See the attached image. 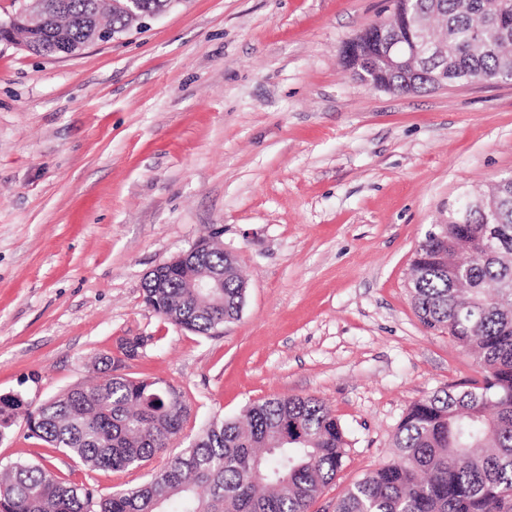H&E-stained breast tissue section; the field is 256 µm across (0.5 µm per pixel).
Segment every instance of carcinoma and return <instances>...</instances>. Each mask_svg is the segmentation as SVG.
Returning <instances> with one entry per match:
<instances>
[{
  "label": "carcinoma",
  "instance_id": "1",
  "mask_svg": "<svg viewBox=\"0 0 512 512\" xmlns=\"http://www.w3.org/2000/svg\"><path fill=\"white\" fill-rule=\"evenodd\" d=\"M45 25L16 12L14 36L52 57L54 37L73 45L101 24L126 25L110 0H50ZM398 11L436 10L448 40V71L457 83L512 73V0H393ZM485 42L472 46L474 33ZM376 79L396 93L435 89L428 74L408 86L377 62ZM432 224L412 263L414 308L424 326L443 328L474 357L483 379L446 387L410 405L395 438V458L336 501L335 512H512V201L499 224L469 214ZM205 272L224 274L215 291L192 287ZM145 302L168 322L210 334L238 319L244 281L216 248L146 276ZM149 341L122 340L120 356L103 355L100 376L33 404L22 392L0 396V439L18 418L27 437L76 458L91 470L138 469L164 458L140 486L98 494L55 468L17 459L0 465V512H309L342 466L344 430L313 397H273L232 419L213 418L181 453L165 455L189 416L180 391L159 379L118 373ZM288 442L276 444L282 432Z\"/></svg>",
  "mask_w": 512,
  "mask_h": 512
}]
</instances>
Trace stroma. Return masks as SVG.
<instances>
[{
    "label": "stroma",
    "instance_id": "obj_1",
    "mask_svg": "<svg viewBox=\"0 0 512 512\" xmlns=\"http://www.w3.org/2000/svg\"><path fill=\"white\" fill-rule=\"evenodd\" d=\"M390 0H180L67 58L0 41V394L41 401L150 337L124 374L183 393L201 425L274 396L340 422L342 467L310 512H333L395 456L409 406L481 380L412 301L415 247L462 195L512 174V84L415 95L342 60ZM216 236L247 283L239 319L200 335L143 301L159 263ZM46 461L100 493L142 483L27 438L0 463Z\"/></svg>",
    "mask_w": 512,
    "mask_h": 512
}]
</instances>
